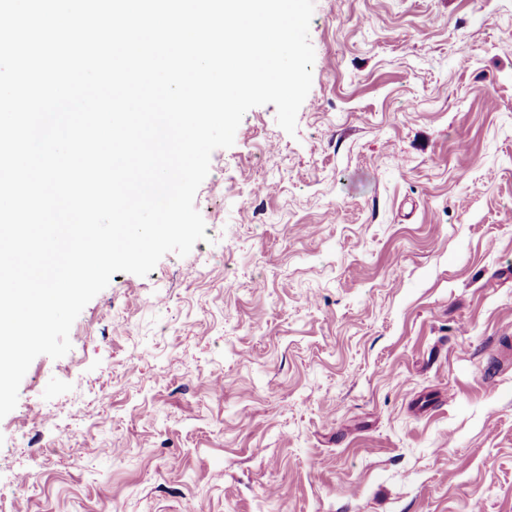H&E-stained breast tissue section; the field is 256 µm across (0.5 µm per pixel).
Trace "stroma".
Masks as SVG:
<instances>
[{
	"instance_id": "obj_1",
	"label": "stroma",
	"mask_w": 512,
	"mask_h": 512,
	"mask_svg": "<svg viewBox=\"0 0 512 512\" xmlns=\"http://www.w3.org/2000/svg\"><path fill=\"white\" fill-rule=\"evenodd\" d=\"M206 240L115 273L0 419V512H512V0H315Z\"/></svg>"
}]
</instances>
